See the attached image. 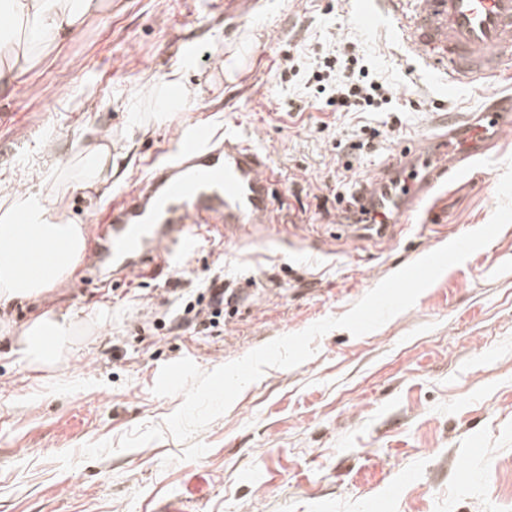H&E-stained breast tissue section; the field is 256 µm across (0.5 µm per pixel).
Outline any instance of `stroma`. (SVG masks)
I'll return each mask as SVG.
<instances>
[{"instance_id":"1","label":"stroma","mask_w":512,"mask_h":512,"mask_svg":"<svg viewBox=\"0 0 512 512\" xmlns=\"http://www.w3.org/2000/svg\"><path fill=\"white\" fill-rule=\"evenodd\" d=\"M332 40L355 43L394 91V112L326 108L308 63ZM186 41L220 63L249 53L218 78L185 65ZM176 68L196 107L156 119L161 95L145 83ZM494 90L512 92V67L449 92L391 29L358 28L349 0H112L110 14L1 91L2 185L32 167L70 175L111 137V179L58 202L89 243L100 228L87 215L105 217L187 124L236 127L280 185L259 235L230 245L212 235L185 261L232 281L238 312L223 327L167 333L180 312L169 272L104 284L80 266L70 287L0 308L17 330L50 308L80 320L66 359L39 371L0 335V512H154L196 474L199 512H512V225L379 329L332 330L301 365L266 369L197 433L208 446L199 460H183L185 443L164 426L182 396L152 392L164 364L187 357L208 372L344 315L403 266L485 225L512 132L389 239L337 223L328 172L349 160L354 181L368 182L405 142L432 135L438 116L479 111ZM360 120L381 135L353 155L346 140Z\"/></svg>"}]
</instances>
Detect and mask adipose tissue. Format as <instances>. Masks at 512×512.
Segmentation results:
<instances>
[{"label":"adipose tissue","instance_id":"adipose-tissue-1","mask_svg":"<svg viewBox=\"0 0 512 512\" xmlns=\"http://www.w3.org/2000/svg\"><path fill=\"white\" fill-rule=\"evenodd\" d=\"M112 0H0V20L23 22L21 39L0 33V90L10 87L32 68L37 52L60 46L85 22L110 12ZM112 176V144H97L81 159L68 185L95 189ZM27 208L31 222L18 228L9 222L19 208ZM38 236L52 252L48 265L33 267L21 261L28 235ZM87 249L85 229L67 223L43 191L0 196V308L40 296L71 277ZM74 327L69 315L46 311L30 320L17 339L18 352L36 368L60 361L68 353Z\"/></svg>","mask_w":512,"mask_h":512}]
</instances>
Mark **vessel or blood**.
Wrapping results in <instances>:
<instances>
[{"instance_id":"1","label":"vessel or blood","mask_w":512,"mask_h":512,"mask_svg":"<svg viewBox=\"0 0 512 512\" xmlns=\"http://www.w3.org/2000/svg\"><path fill=\"white\" fill-rule=\"evenodd\" d=\"M394 28L429 51L432 71L467 83L512 60V0H388ZM512 128V94L489 93L479 115L449 120L433 144L409 143L351 204L352 216L381 231L409 223L415 205L460 162L484 158L499 132ZM278 181L266 157L235 130L216 138L210 127L184 128L173 155L153 164L132 189L113 198L100 242L86 257L91 275L113 278L167 268L169 246L194 252L202 236H237L271 221Z\"/></svg>"}]
</instances>
